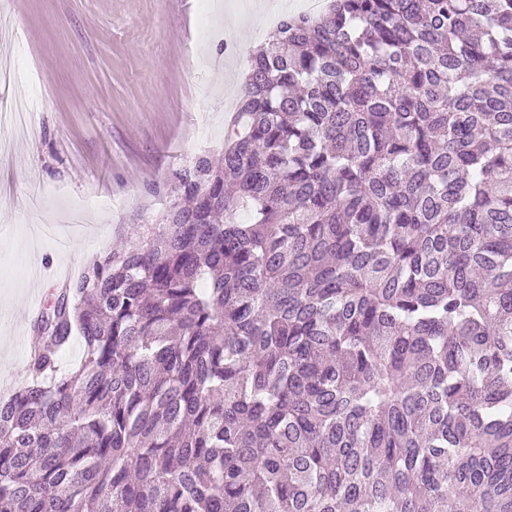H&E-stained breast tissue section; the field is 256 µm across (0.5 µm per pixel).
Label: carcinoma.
Listing matches in <instances>:
<instances>
[{"label":"carcinoma","instance_id":"carcinoma-1","mask_svg":"<svg viewBox=\"0 0 512 512\" xmlns=\"http://www.w3.org/2000/svg\"><path fill=\"white\" fill-rule=\"evenodd\" d=\"M235 123L51 293L0 512H512V0L285 14Z\"/></svg>","mask_w":512,"mask_h":512}]
</instances>
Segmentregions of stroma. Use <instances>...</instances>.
Instances as JSON below:
<instances>
[{"instance_id":"1","label":"stroma","mask_w":512,"mask_h":512,"mask_svg":"<svg viewBox=\"0 0 512 512\" xmlns=\"http://www.w3.org/2000/svg\"><path fill=\"white\" fill-rule=\"evenodd\" d=\"M0 0L16 37L0 42L22 77L25 127L0 126V376L24 378L34 333L31 289L50 299L54 271L154 234L185 197L179 176L220 163L224 109L263 43L264 0Z\"/></svg>"}]
</instances>
